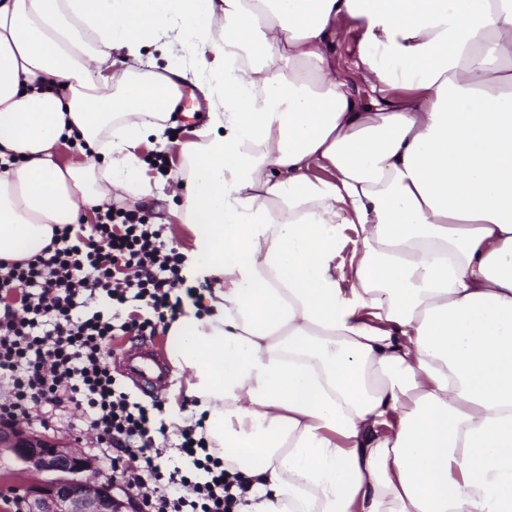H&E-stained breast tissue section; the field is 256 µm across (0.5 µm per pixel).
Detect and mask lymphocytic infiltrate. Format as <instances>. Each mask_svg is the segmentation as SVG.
I'll use <instances>...</instances> for the list:
<instances>
[{"mask_svg":"<svg viewBox=\"0 0 512 512\" xmlns=\"http://www.w3.org/2000/svg\"><path fill=\"white\" fill-rule=\"evenodd\" d=\"M183 261L159 229L121 208L98 216L87 235L65 225L30 260L0 258V300L22 295L21 311H0V421L61 424L78 414L138 512H234V482L194 427L180 429L175 443L183 466L167 467L156 444L167 434L164 421L121 387L104 360L115 337L155 332L184 298L201 302ZM130 302L143 314L117 325L104 312Z\"/></svg>","mask_w":512,"mask_h":512,"instance_id":"f902f5d3","label":"lymphocytic infiltrate"}]
</instances>
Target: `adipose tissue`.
<instances>
[{
    "mask_svg": "<svg viewBox=\"0 0 512 512\" xmlns=\"http://www.w3.org/2000/svg\"><path fill=\"white\" fill-rule=\"evenodd\" d=\"M188 85L167 352L236 512H512V0H0V258L158 196ZM360 31L357 27H344L336 32L332 39V60L336 77L348 83L351 91L362 103H368L371 98H381L377 89L373 90L364 80L357 66Z\"/></svg>",
    "mask_w": 512,
    "mask_h": 512,
    "instance_id": "obj_1",
    "label": "adipose tissue"
}]
</instances>
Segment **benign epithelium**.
<instances>
[{
    "label": "benign epithelium",
    "mask_w": 512,
    "mask_h": 512,
    "mask_svg": "<svg viewBox=\"0 0 512 512\" xmlns=\"http://www.w3.org/2000/svg\"><path fill=\"white\" fill-rule=\"evenodd\" d=\"M51 478L26 487L28 512H127L112 481L86 479L93 463L79 449L9 423L0 426V460Z\"/></svg>",
    "instance_id": "1"
}]
</instances>
